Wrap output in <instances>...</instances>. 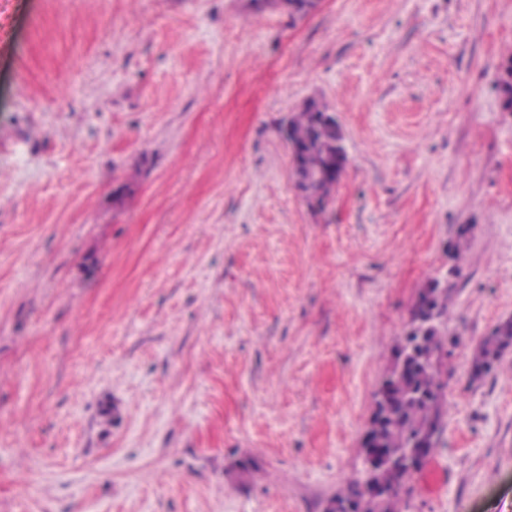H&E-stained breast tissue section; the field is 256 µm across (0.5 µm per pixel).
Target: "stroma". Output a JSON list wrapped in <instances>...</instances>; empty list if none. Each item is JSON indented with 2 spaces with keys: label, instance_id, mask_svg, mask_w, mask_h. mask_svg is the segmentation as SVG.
Segmentation results:
<instances>
[{
  "label": "stroma",
  "instance_id": "obj_1",
  "mask_svg": "<svg viewBox=\"0 0 512 512\" xmlns=\"http://www.w3.org/2000/svg\"><path fill=\"white\" fill-rule=\"evenodd\" d=\"M512 0H0V512H325L411 308L448 412L399 512H512ZM339 123L329 203L281 133ZM512 348V319L497 325L482 341L472 361L475 374H488L492 371L501 355Z\"/></svg>",
  "mask_w": 512,
  "mask_h": 512
}]
</instances>
